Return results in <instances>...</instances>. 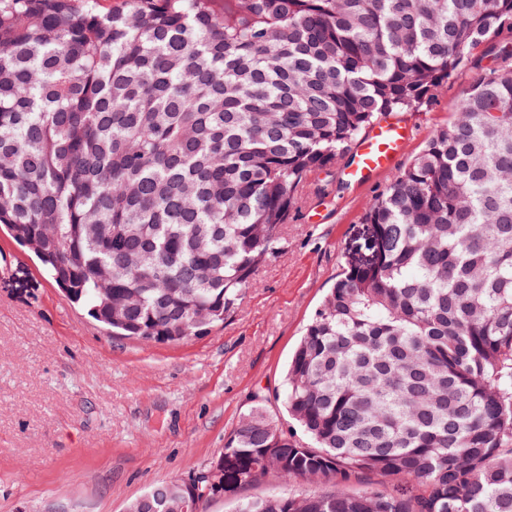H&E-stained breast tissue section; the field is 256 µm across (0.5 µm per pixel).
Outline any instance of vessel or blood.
I'll use <instances>...</instances> for the list:
<instances>
[{"label":"vessel or blood","mask_w":512,"mask_h":512,"mask_svg":"<svg viewBox=\"0 0 512 512\" xmlns=\"http://www.w3.org/2000/svg\"><path fill=\"white\" fill-rule=\"evenodd\" d=\"M413 132V127L397 116L387 115L379 119L358 140L352 160L344 171L346 182L363 185L391 170Z\"/></svg>","instance_id":"1"}]
</instances>
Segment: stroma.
I'll use <instances>...</instances> for the list:
<instances>
[{"instance_id":"stroma-1","label":"stroma","mask_w":512,"mask_h":512,"mask_svg":"<svg viewBox=\"0 0 512 512\" xmlns=\"http://www.w3.org/2000/svg\"><path fill=\"white\" fill-rule=\"evenodd\" d=\"M491 63L478 51L410 112L398 167ZM394 177L357 187L340 167L321 174L232 317L174 346L109 336L0 230V512H125L151 485L205 470L256 397L286 424L276 393L288 359L326 290L366 255L365 204Z\"/></svg>"}]
</instances>
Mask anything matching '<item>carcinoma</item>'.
<instances>
[{
  "label": "carcinoma",
  "mask_w": 512,
  "mask_h": 512,
  "mask_svg": "<svg viewBox=\"0 0 512 512\" xmlns=\"http://www.w3.org/2000/svg\"><path fill=\"white\" fill-rule=\"evenodd\" d=\"M512 29V0H0V226L114 336L219 328L308 179ZM498 46V45H496ZM371 200L368 256L225 438L235 512H512V47ZM159 482L130 512H184ZM273 489H288V485L284 484L279 478L269 475L262 481L238 490L236 493L224 494L223 499L208 502L205 505V512H232L236 507L238 497H261Z\"/></svg>",
  "instance_id": "obj_1"
}]
</instances>
